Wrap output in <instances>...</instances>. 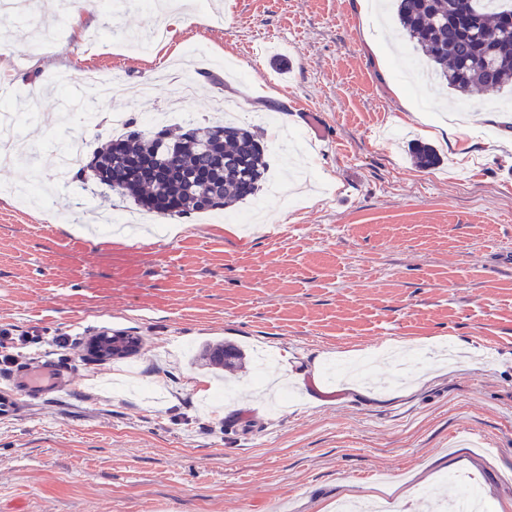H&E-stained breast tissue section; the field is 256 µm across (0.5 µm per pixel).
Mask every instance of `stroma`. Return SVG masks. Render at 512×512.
<instances>
[{"instance_id": "obj_1", "label": "stroma", "mask_w": 512, "mask_h": 512, "mask_svg": "<svg viewBox=\"0 0 512 512\" xmlns=\"http://www.w3.org/2000/svg\"><path fill=\"white\" fill-rule=\"evenodd\" d=\"M168 38L136 53L123 34L158 20L142 0H84L97 45L71 34L58 0H37L51 51L11 19L0 84L32 92L36 166L48 194L21 208L9 189L29 169L0 162V326L17 363L53 359L72 380L0 420V512H334L337 500L419 512L476 480L489 512H512V91L461 112L399 70L388 0H174ZM190 116L250 123L273 113L302 142L272 151L287 200L251 231L211 214L181 233L99 232L131 205L93 194V177L53 178L47 138L80 147L102 131L83 111L130 118L164 110L160 75L185 43ZM243 78L202 82L210 60ZM151 96L79 99L85 68ZM70 77L65 88L54 72ZM328 139L314 147L318 128ZM440 162L421 169L411 143ZM137 354L99 360L105 330ZM67 336L78 351L59 347ZM239 346L235 372L209 344Z\"/></svg>"}]
</instances>
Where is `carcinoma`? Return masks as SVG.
Returning <instances> with one entry per match:
<instances>
[{
	"instance_id": "cac0c4a2",
	"label": "carcinoma",
	"mask_w": 512,
	"mask_h": 512,
	"mask_svg": "<svg viewBox=\"0 0 512 512\" xmlns=\"http://www.w3.org/2000/svg\"><path fill=\"white\" fill-rule=\"evenodd\" d=\"M397 21L441 86L463 99L512 86V4L508 0H395ZM96 147L75 172H93L100 195L114 193L170 219L252 201L268 180L263 138L252 126L192 119L142 130L137 122ZM172 145L174 159L162 161ZM417 166L439 163L424 143Z\"/></svg>"
}]
</instances>
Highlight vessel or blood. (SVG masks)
Masks as SVG:
<instances>
[{
  "label": "vessel or blood",
  "instance_id": "vessel-or-blood-1",
  "mask_svg": "<svg viewBox=\"0 0 512 512\" xmlns=\"http://www.w3.org/2000/svg\"><path fill=\"white\" fill-rule=\"evenodd\" d=\"M69 379V369L50 359L38 369L17 368L6 382L0 383V417H14L24 398L48 397Z\"/></svg>",
  "mask_w": 512,
  "mask_h": 512
}]
</instances>
